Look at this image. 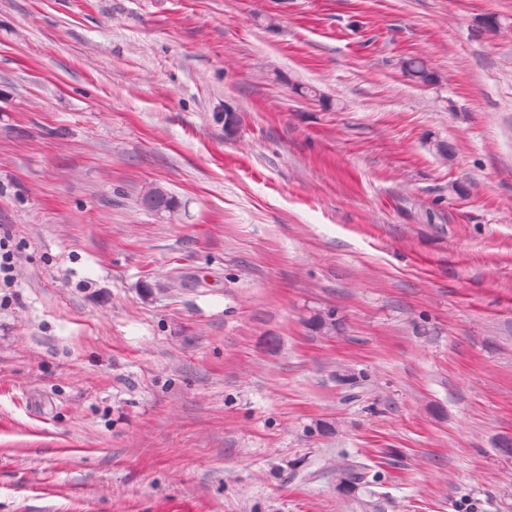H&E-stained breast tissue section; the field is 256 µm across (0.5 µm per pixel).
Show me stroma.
I'll use <instances>...</instances> for the list:
<instances>
[{
    "label": "stroma",
    "instance_id": "stroma-1",
    "mask_svg": "<svg viewBox=\"0 0 512 512\" xmlns=\"http://www.w3.org/2000/svg\"><path fill=\"white\" fill-rule=\"evenodd\" d=\"M3 232L0 512H512V0H0ZM142 203L157 215L169 217L174 215L177 204L172 196L161 186L150 187L142 197ZM18 253L11 244L10 237L0 235V294L15 286V271ZM370 472V468L364 463L345 465L339 470L340 484L348 488L367 485L370 483Z\"/></svg>",
    "mask_w": 512,
    "mask_h": 512
}]
</instances>
